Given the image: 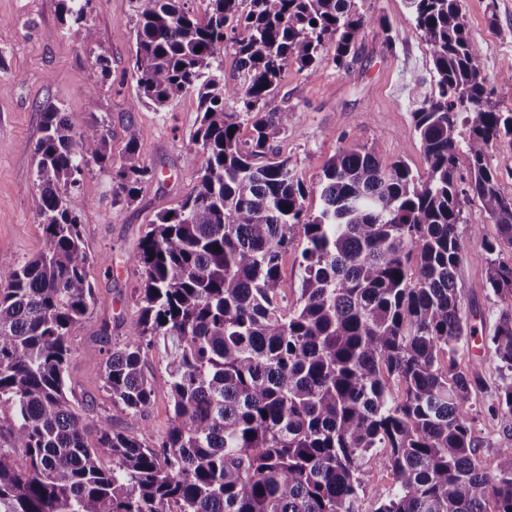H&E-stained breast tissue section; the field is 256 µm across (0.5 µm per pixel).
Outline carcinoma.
<instances>
[{"label": "carcinoma", "instance_id": "carcinoma-1", "mask_svg": "<svg viewBox=\"0 0 512 512\" xmlns=\"http://www.w3.org/2000/svg\"><path fill=\"white\" fill-rule=\"evenodd\" d=\"M131 2V108L197 93L205 110L187 161L204 162L173 216L159 214L141 240L140 314L107 353L103 388L142 412L156 389L151 343L175 339L172 426L150 444L107 417L87 421L67 395L70 336L95 306L90 270L107 265L87 252L68 193L93 163L112 176V204L128 206L153 171L132 127L116 161L107 125L77 129L50 105L34 147L46 246L0 263V512H355L375 467L392 485L374 512H512V447L489 474L466 417L480 380L458 371L471 331L455 279L468 247L458 224L476 197L499 231L482 239L485 290L506 304L483 339L503 372L486 413L511 431L512 261L500 255L512 248V195L489 150L512 137V111L490 102L459 0H407L437 74L413 113L426 175L342 147L324 165L316 216L274 147L293 112L269 97L290 64L310 76L348 68L360 31L385 18L354 0H208L202 19L185 0ZM89 3L59 0L62 21L81 25ZM226 43L234 84L219 60ZM108 71L91 62L88 107ZM298 226L303 288L290 305L280 264Z\"/></svg>", "mask_w": 512, "mask_h": 512}]
</instances>
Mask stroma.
I'll return each instance as SVG.
<instances>
[{"instance_id": "obj_1", "label": "stroma", "mask_w": 512, "mask_h": 512, "mask_svg": "<svg viewBox=\"0 0 512 512\" xmlns=\"http://www.w3.org/2000/svg\"><path fill=\"white\" fill-rule=\"evenodd\" d=\"M462 14L480 53L478 68L492 102L512 110V0H460ZM363 13L385 17L387 27L363 29L348 69L327 67L308 76L288 66L272 94L275 106L293 120L275 148L288 157L304 183V206L317 214L322 206L325 162L340 147L364 146L382 164L401 160L425 174L426 163L412 132L413 112L436 91V72L425 42L417 33L406 0H356ZM85 23L94 33L84 42L77 29L60 21L59 0H0V260L22 263L45 247L38 222L39 191L33 149L41 136L47 104L63 108L77 125L106 122L113 154H120L127 127L138 137L139 158L155 178L144 181L129 206L112 203V178L90 165L69 195L82 237L92 256H109V268L92 266L97 303L71 338L73 354L68 396L88 420L109 417L114 430L135 429L149 440L164 437L172 425L165 387L166 365L175 351L170 339L157 340L146 371L156 391L137 416L113 405L102 388L101 366L109 350L122 343L139 314V243L156 216L177 208L196 185L198 166L186 163L202 111L196 93L176 99L163 111L129 109L135 24L130 0H90ZM108 58L110 70L96 90L94 110L86 108L87 74L95 56ZM488 260L472 241L457 272L461 309L470 325L492 330L503 305L484 290ZM459 367L478 376L468 419L480 448L479 459L495 472L500 448L512 445V432L487 417L484 407L499 380L497 363L478 346L461 351Z\"/></svg>"}]
</instances>
